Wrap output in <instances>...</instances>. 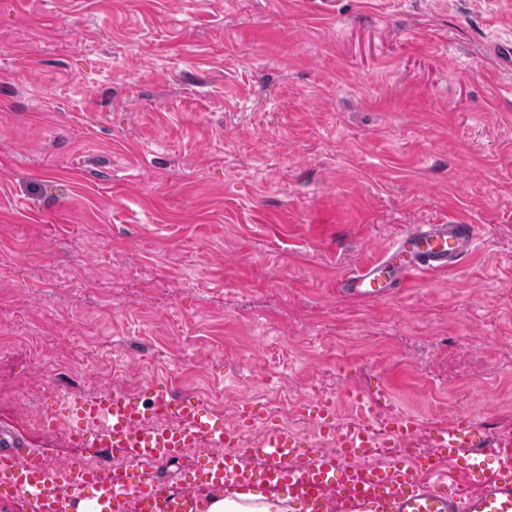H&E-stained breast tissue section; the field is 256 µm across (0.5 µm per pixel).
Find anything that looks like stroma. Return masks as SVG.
<instances>
[{"mask_svg": "<svg viewBox=\"0 0 512 512\" xmlns=\"http://www.w3.org/2000/svg\"><path fill=\"white\" fill-rule=\"evenodd\" d=\"M512 0H0V426L171 384L311 433L315 399L512 432ZM478 227L336 292L407 224ZM38 373L46 389L34 387ZM476 246L474 224H407L380 258L343 275L338 293L359 303L387 299L413 279L448 271Z\"/></svg>", "mask_w": 512, "mask_h": 512, "instance_id": "obj_1", "label": "stroma"}]
</instances>
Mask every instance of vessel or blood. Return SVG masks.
Listing matches in <instances>:
<instances>
[{"label":"vessel or blood","mask_w":512,"mask_h":512,"mask_svg":"<svg viewBox=\"0 0 512 512\" xmlns=\"http://www.w3.org/2000/svg\"><path fill=\"white\" fill-rule=\"evenodd\" d=\"M477 227L457 220L408 224L382 256L343 275L339 294L359 303L384 300L413 279L448 271L475 249ZM148 402L127 391L79 402L80 427L70 437L81 448L125 460L120 470L53 468L15 450L0 428V500L18 499L28 512H70L92 496L102 512H207L208 499L259 485L283 491L301 512H512V438L486 439L483 423L465 418L435 430L424 453L377 462L378 441L366 429H336L333 403L324 401L313 437L287 433L266 414L244 408L241 425L224 426L199 395L154 387ZM388 447L398 448L420 427L410 414L389 420ZM264 427L262 442L247 448L244 434ZM333 437L337 453L314 449V438ZM208 447L197 463L207 496L158 482L153 468Z\"/></svg>","instance_id":"obj_1"}]
</instances>
